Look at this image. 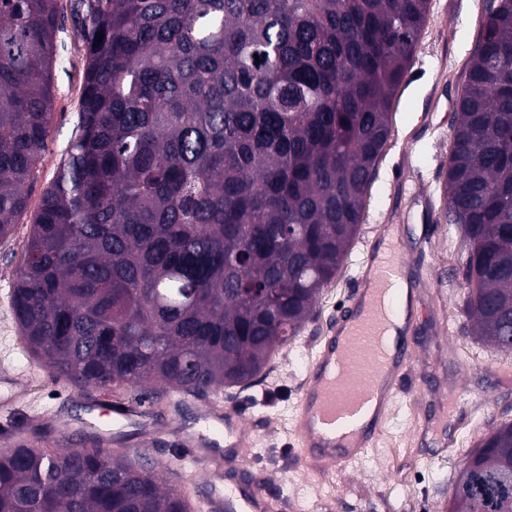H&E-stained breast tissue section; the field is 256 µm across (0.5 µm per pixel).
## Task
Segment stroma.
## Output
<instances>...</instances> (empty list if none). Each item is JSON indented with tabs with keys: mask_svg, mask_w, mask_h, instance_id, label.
I'll list each match as a JSON object with an SVG mask.
<instances>
[{
	"mask_svg": "<svg viewBox=\"0 0 512 512\" xmlns=\"http://www.w3.org/2000/svg\"><path fill=\"white\" fill-rule=\"evenodd\" d=\"M53 41V118L30 182L28 207L8 239L0 241V450L14 439L35 448H91L112 426L105 410L87 413L84 402L99 388L78 389L54 380L42 362L27 354L12 307L13 273L19 264L44 190L53 181L72 134L85 69L81 24L60 0ZM483 0H431L413 69L395 114L394 132L379 162L366 201L360 233L336 277L322 288L314 314L272 357L248 388L226 387L217 399L240 409L253 424L258 443L250 463L268 479L287 512H446L454 480L468 453L497 423L512 422V355L470 332L463 280L469 245L442 214L448 166V128L453 120L475 38L474 18ZM390 225L405 251L402 259L413 287L420 321L410 382L399 395L378 452L344 477L303 472L298 438L288 417L297 403L320 336L345 305L364 257L375 251L382 225ZM156 437L139 447L141 433L128 428L124 440L138 446L160 482L174 487L177 469L172 427L189 429L200 448L224 458V443L199 420L194 407L154 411Z\"/></svg>",
	"mask_w": 512,
	"mask_h": 512,
	"instance_id": "obj_1",
	"label": "stroma"
}]
</instances>
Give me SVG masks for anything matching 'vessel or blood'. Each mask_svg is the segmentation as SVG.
Listing matches in <instances>:
<instances>
[{"label": "vessel or blood", "mask_w": 512, "mask_h": 512, "mask_svg": "<svg viewBox=\"0 0 512 512\" xmlns=\"http://www.w3.org/2000/svg\"><path fill=\"white\" fill-rule=\"evenodd\" d=\"M383 258H367L361 267L348 309L318 348L305 380L302 396L290 421L300 438L301 467L307 472L342 473L365 460L381 444L395 410L399 391L415 354L410 336L413 315L395 339H388L396 298L389 291L403 277V247L387 238ZM201 418L224 437L225 447L238 461L239 485L245 491L246 512H281V501L266 491V480L242 461L254 447L256 434L235 409L208 402ZM113 423L128 422L138 430L150 429L148 405L120 396L110 410ZM175 446L187 449L188 465L210 472V485L223 479L219 461L198 448L193 434L177 430Z\"/></svg>", "instance_id": "b4317fda"}]
</instances>
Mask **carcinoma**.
Segmentation results:
<instances>
[{
	"label": "carcinoma",
	"mask_w": 512,
	"mask_h": 512,
	"mask_svg": "<svg viewBox=\"0 0 512 512\" xmlns=\"http://www.w3.org/2000/svg\"><path fill=\"white\" fill-rule=\"evenodd\" d=\"M429 2L72 0L76 129L14 274L27 352L143 399L251 385L359 231ZM58 14L0 0V240L49 133ZM450 130L466 309L512 351V0H485ZM0 512L194 510L122 454L21 444L0 454ZM448 512H512V422L470 451Z\"/></svg>",
	"instance_id": "carcinoma-1"
}]
</instances>
